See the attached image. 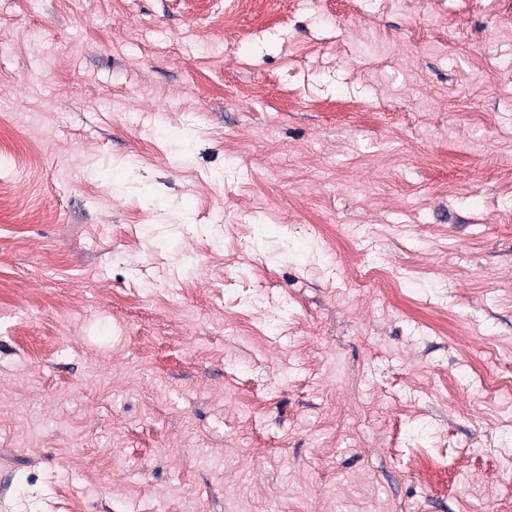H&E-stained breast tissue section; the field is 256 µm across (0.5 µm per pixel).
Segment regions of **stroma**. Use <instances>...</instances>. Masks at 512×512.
<instances>
[{
	"label": "stroma",
	"mask_w": 512,
	"mask_h": 512,
	"mask_svg": "<svg viewBox=\"0 0 512 512\" xmlns=\"http://www.w3.org/2000/svg\"><path fill=\"white\" fill-rule=\"evenodd\" d=\"M0 512H512V0H0Z\"/></svg>",
	"instance_id": "stroma-1"
}]
</instances>
